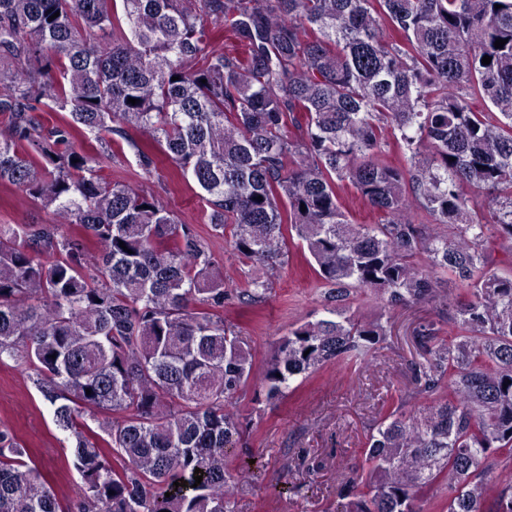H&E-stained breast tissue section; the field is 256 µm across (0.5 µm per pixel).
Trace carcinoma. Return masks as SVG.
Returning <instances> with one entry per match:
<instances>
[{"label": "carcinoma", "mask_w": 512, "mask_h": 512, "mask_svg": "<svg viewBox=\"0 0 512 512\" xmlns=\"http://www.w3.org/2000/svg\"><path fill=\"white\" fill-rule=\"evenodd\" d=\"M0 124V185L60 218L0 224V364L31 374L82 482L62 505L3 428L0 512H238L254 354L224 301H266L289 235L326 316L280 338L266 404L334 361L374 369L397 308L437 302L456 330L413 328L409 387L334 512H429L439 483L446 512H512V270L487 261L512 241V0H0ZM127 149L145 179L162 155L195 184L266 276L227 292L194 225L104 175ZM348 187L378 223L351 222ZM439 271L463 298L437 294ZM359 291L378 317L351 312Z\"/></svg>", "instance_id": "obj_1"}]
</instances>
